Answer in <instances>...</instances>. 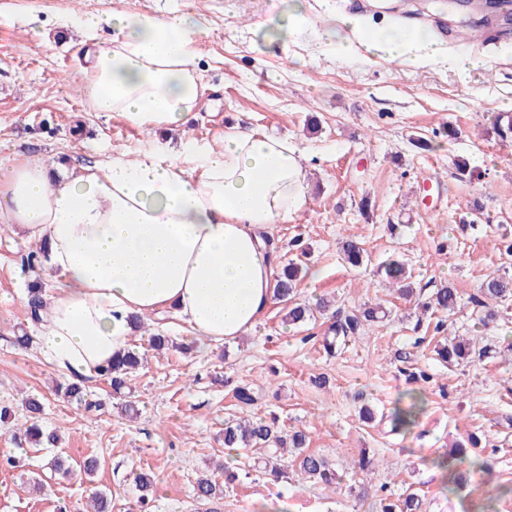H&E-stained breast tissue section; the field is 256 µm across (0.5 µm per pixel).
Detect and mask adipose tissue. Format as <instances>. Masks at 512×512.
I'll list each match as a JSON object with an SVG mask.
<instances>
[{"mask_svg": "<svg viewBox=\"0 0 512 512\" xmlns=\"http://www.w3.org/2000/svg\"><path fill=\"white\" fill-rule=\"evenodd\" d=\"M80 78L95 111L154 131L195 118L208 86L201 27L186 15L116 14ZM345 61L366 51L425 67L448 57L407 24L344 14ZM302 156L285 140L234 125L220 144L160 142L60 173L43 156L0 166V223L44 249L53 281L39 348L74 380L95 377L128 346L132 318L166 311L214 343L252 332L274 301L277 256L264 231L305 202Z\"/></svg>", "mask_w": 512, "mask_h": 512, "instance_id": "obj_1", "label": "adipose tissue"}]
</instances>
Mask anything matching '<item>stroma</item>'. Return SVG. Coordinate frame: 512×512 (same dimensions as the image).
<instances>
[{
    "mask_svg": "<svg viewBox=\"0 0 512 512\" xmlns=\"http://www.w3.org/2000/svg\"><path fill=\"white\" fill-rule=\"evenodd\" d=\"M352 2L306 0L309 25L276 38L285 0H0V163L40 153L66 167L136 152L145 131L94 111L81 92L84 47L70 20L80 12L189 15L204 28L199 64L213 103L158 136L172 148L188 137L216 143L238 124L297 147L308 200L271 228V239L279 264L294 259L307 272L299 299L330 302L300 327L283 323L281 305H273L250 335L217 344L192 336L173 315L153 318L131 339L146 352L130 382L136 415L121 411L123 396L98 377L84 385L101 404L89 412L59 395L66 378L38 346L13 343L40 332L28 309L40 268L0 225V407L12 410L0 421V512H87L98 491L111 492L112 512H140L142 471L156 480L152 512H205L193 487L224 461L240 478L225 486L216 512H380L381 498L408 490L420 495L422 512L476 505L512 512V357L450 366L435 352L450 336L500 346L512 318L485 326L467 308L424 311L378 270L386 259L401 260L425 298L444 280L469 295L488 274H512L498 249L502 234H512V141L492 128L494 116L512 117V56L499 50L512 43V24L501 25L498 46L481 51L448 37V60L430 67L365 52L343 63L332 47L335 17ZM473 51L485 66L461 72L456 56ZM460 159L466 171L457 169ZM347 236L361 243L368 264L343 262ZM364 303L383 304L386 317L328 354L322 339L336 312ZM152 334L167 336L172 348L151 351ZM403 351L428 383L406 380ZM238 385L253 390V406L238 405ZM412 391L422 393L424 410L411 428L392 430L395 408ZM28 397L43 403L41 422L61 435L62 455L75 464L97 459L94 481L51 474L46 451L18 448L13 433L26 422ZM239 417L304 430L310 451L342 474V490L273 480L250 455L226 458L224 423ZM472 439L489 470L449 489L437 461ZM365 453L379 463L363 475L353 465Z\"/></svg>",
    "mask_w": 512,
    "mask_h": 512,
    "instance_id": "35a3bbf8",
    "label": "stroma"
}]
</instances>
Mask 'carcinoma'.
I'll use <instances>...</instances> for the list:
<instances>
[{"label":"carcinoma","mask_w":512,"mask_h":512,"mask_svg":"<svg viewBox=\"0 0 512 512\" xmlns=\"http://www.w3.org/2000/svg\"><path fill=\"white\" fill-rule=\"evenodd\" d=\"M343 258L346 263L358 267L363 262L364 248L353 240L348 239L342 246ZM299 273V264L289 261L283 268L282 275L277 277L274 292L276 299L285 303L286 318L291 325L303 324L313 318L315 314L323 313L329 308V301L321 300L312 307L297 298L296 280ZM43 298L41 287L34 284L29 289V315L32 321H40L39 310ZM473 307V313L478 315L481 322L494 320L499 310L512 308V277L506 275H492L486 277L477 288V291L468 299H463L458 291L442 284L422 303L424 309L435 308L442 311H453L457 308ZM382 312L379 304H367L336 317L328 332L332 339H324V347L334 352L336 347L345 345L355 336L365 335L378 321V313ZM488 346H477L470 339L458 338L448 345L437 350L442 361L452 365L461 359L488 358ZM140 364V353L134 348H127L124 353L112 360V365L101 370L99 376L107 379L114 393L119 394L125 388L128 375ZM64 397L70 401L82 404L86 409H97L100 404L85 398L84 390L79 383H69L61 388ZM410 405L398 410L392 417L393 428L400 430L415 422L417 414L423 410V400L418 393L410 394ZM29 443L44 449L59 444V436L54 431L41 427L32 422L25 427L22 434L16 437V443L21 445ZM224 447L243 450L245 452L257 448L261 450L258 457L265 472L275 479L288 477V469L304 479L316 480L328 487L337 488L341 483V476L332 467L329 461L314 453L306 451L308 436L301 430L284 432L277 426L260 418L254 420L224 422ZM236 478L235 472L224 467V482L217 477H203L195 487L196 498L203 502H211L224 498V483L232 482ZM421 501L414 493L407 494L404 499L395 504L382 505V512H420Z\"/></svg>","instance_id":"obj_1"}]
</instances>
